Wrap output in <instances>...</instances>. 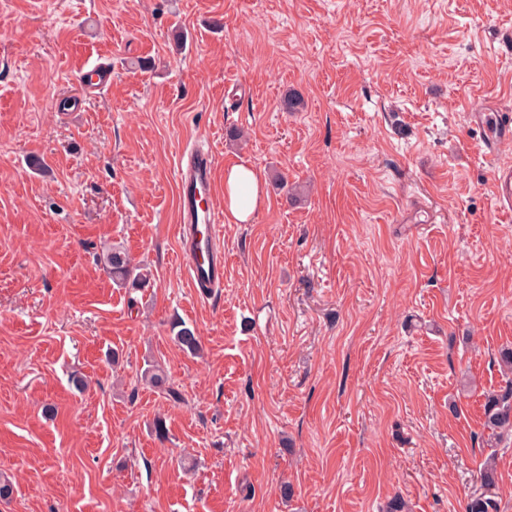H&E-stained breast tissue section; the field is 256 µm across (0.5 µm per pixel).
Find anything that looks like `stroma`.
Here are the masks:
<instances>
[{"instance_id":"35a3bbf8","label":"stroma","mask_w":512,"mask_h":512,"mask_svg":"<svg viewBox=\"0 0 512 512\" xmlns=\"http://www.w3.org/2000/svg\"><path fill=\"white\" fill-rule=\"evenodd\" d=\"M490 105L512 116V0H0V512H463L491 454L512 512V437L483 428L512 347ZM192 144L266 191L206 298ZM114 245L147 287L113 285ZM471 123L475 128H483L485 130V136L482 140L483 149L485 155L492 159H495L500 151L512 141L510 122H498L495 114L486 112L472 113ZM176 182L186 272L198 295H214L224 285V247L217 232L222 220L211 202L213 153L198 148L185 153L177 166ZM177 328L178 330L175 332L174 341L184 351L190 354H197L201 350V342L195 330L186 326L183 322L174 323L172 330L175 331ZM142 381L164 394L167 399L180 400L181 394L170 382L168 375L159 365H148L142 375Z\"/></svg>"}]
</instances>
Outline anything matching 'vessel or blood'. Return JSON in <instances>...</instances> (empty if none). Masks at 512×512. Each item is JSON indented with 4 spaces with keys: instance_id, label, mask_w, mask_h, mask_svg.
Wrapping results in <instances>:
<instances>
[{
    "instance_id": "vessel-or-blood-1",
    "label": "vessel or blood",
    "mask_w": 512,
    "mask_h": 512,
    "mask_svg": "<svg viewBox=\"0 0 512 512\" xmlns=\"http://www.w3.org/2000/svg\"><path fill=\"white\" fill-rule=\"evenodd\" d=\"M474 127L484 130L486 156L496 157L512 144V125L495 114L475 112ZM178 213L181 224V256L197 294L213 295L224 285V248L217 226L221 222L211 197L215 183V158L211 151L192 149L177 166ZM494 199L504 211H512V165H497L490 185Z\"/></svg>"
}]
</instances>
